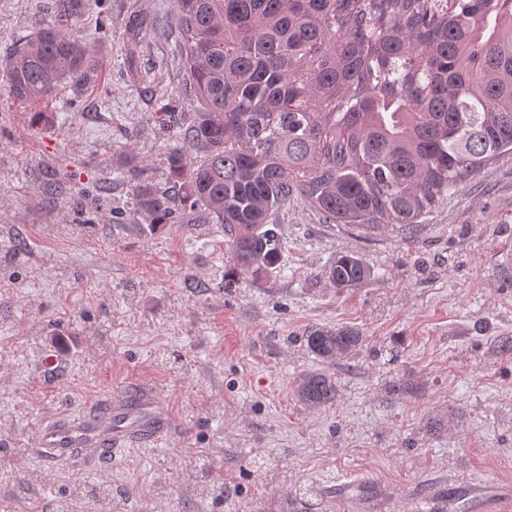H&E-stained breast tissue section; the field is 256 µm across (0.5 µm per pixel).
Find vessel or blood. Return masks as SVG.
Instances as JSON below:
<instances>
[{
	"instance_id": "1",
	"label": "vessel or blood",
	"mask_w": 512,
	"mask_h": 512,
	"mask_svg": "<svg viewBox=\"0 0 512 512\" xmlns=\"http://www.w3.org/2000/svg\"><path fill=\"white\" fill-rule=\"evenodd\" d=\"M169 404L148 385L113 390L98 406L76 415L49 418L37 431L34 451L44 461L92 466L117 459L135 447H150L172 433ZM364 476L356 482L336 486V498L348 504L350 512H382L380 495H364L370 484ZM424 495L432 501L449 497L459 500L465 512H512V484L473 483L449 480L447 490L431 486Z\"/></svg>"
}]
</instances>
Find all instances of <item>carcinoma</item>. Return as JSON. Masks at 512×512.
I'll return each instance as SVG.
<instances>
[{
    "label": "carcinoma",
    "instance_id": "carcinoma-1",
    "mask_svg": "<svg viewBox=\"0 0 512 512\" xmlns=\"http://www.w3.org/2000/svg\"><path fill=\"white\" fill-rule=\"evenodd\" d=\"M193 117L165 161L170 191L139 183L152 224L175 206L224 225L240 269L273 272L280 225L295 198L327 224L412 233L439 202L512 153V0H174ZM89 46L46 26L19 44L5 74L17 101L47 100L64 80L85 82ZM338 289L370 270L340 255L326 271ZM324 363L355 358L353 326L304 336ZM296 397L336 401L332 377L301 373Z\"/></svg>",
    "mask_w": 512,
    "mask_h": 512
}]
</instances>
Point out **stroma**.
<instances>
[{"label":"stroma","instance_id":"stroma-1","mask_svg":"<svg viewBox=\"0 0 512 512\" xmlns=\"http://www.w3.org/2000/svg\"><path fill=\"white\" fill-rule=\"evenodd\" d=\"M98 27L93 80L53 99L0 89V512H347L327 486L370 475L384 512H432L449 475L512 482V156L488 165L413 235L365 236L290 201L282 266L241 273L220 224L177 212L151 226L134 199L162 184L170 113L192 96L173 0H0V73L44 25ZM43 113L32 124L33 113ZM343 254L371 272L337 291ZM355 326L357 358L325 367L313 326ZM326 368L334 404L311 408L295 377ZM413 389L392 393L389 381ZM151 385L175 429L90 469L30 449L48 416ZM445 422L429 436L424 420Z\"/></svg>","mask_w":512,"mask_h":512}]
</instances>
